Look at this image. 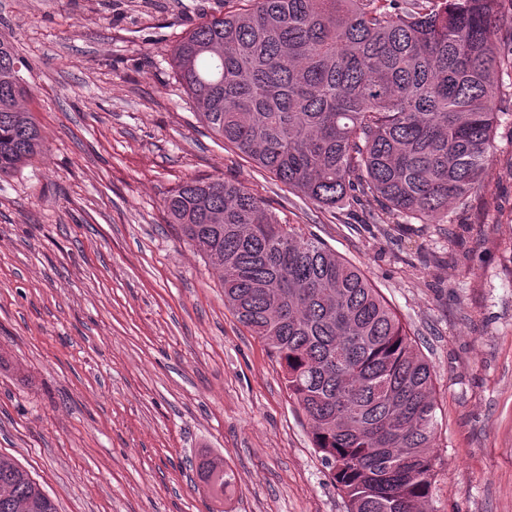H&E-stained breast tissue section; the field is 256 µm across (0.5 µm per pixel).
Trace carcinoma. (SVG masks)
<instances>
[{
    "label": "carcinoma",
    "instance_id": "cac0c4a2",
    "mask_svg": "<svg viewBox=\"0 0 512 512\" xmlns=\"http://www.w3.org/2000/svg\"><path fill=\"white\" fill-rule=\"evenodd\" d=\"M500 0H245L177 43L172 68L224 145L321 207L373 198L442 224L482 194L512 68ZM22 59L0 37V178L43 150ZM221 273L224 305L263 339L347 512H435L432 369L368 277L220 176L164 200ZM220 498L231 469L207 462ZM0 512H57L0 455Z\"/></svg>",
    "mask_w": 512,
    "mask_h": 512
}]
</instances>
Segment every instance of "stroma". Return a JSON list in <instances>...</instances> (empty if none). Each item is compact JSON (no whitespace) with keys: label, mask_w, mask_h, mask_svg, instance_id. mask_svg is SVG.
<instances>
[{"label":"stroma","mask_w":512,"mask_h":512,"mask_svg":"<svg viewBox=\"0 0 512 512\" xmlns=\"http://www.w3.org/2000/svg\"><path fill=\"white\" fill-rule=\"evenodd\" d=\"M236 0H0L43 152L0 179V454L58 512H346L266 343L164 199L220 175L356 264L434 368L435 512H512V70L481 198L329 211L200 123L171 54ZM234 488L210 496L201 461Z\"/></svg>","instance_id":"stroma-1"}]
</instances>
